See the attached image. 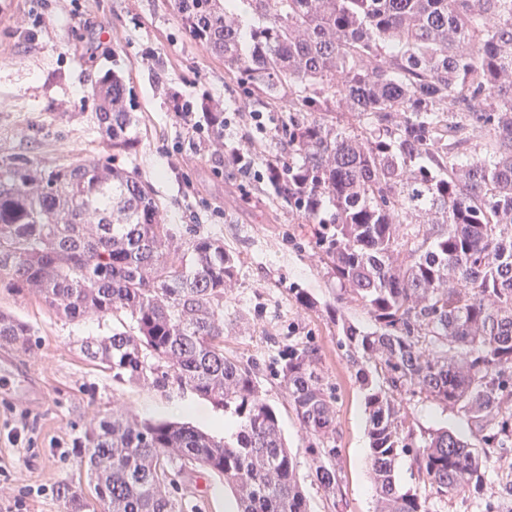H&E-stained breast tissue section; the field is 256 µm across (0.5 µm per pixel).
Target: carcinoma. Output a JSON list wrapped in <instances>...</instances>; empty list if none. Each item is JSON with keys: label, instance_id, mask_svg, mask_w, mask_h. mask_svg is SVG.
Segmentation results:
<instances>
[{"label": "carcinoma", "instance_id": "cac0c4a2", "mask_svg": "<svg viewBox=\"0 0 512 512\" xmlns=\"http://www.w3.org/2000/svg\"><path fill=\"white\" fill-rule=\"evenodd\" d=\"M188 35L224 61L252 102L288 99V153L272 166L276 199L311 224L327 274L373 321L343 320L369 416L377 512H429L396 479L402 454L439 498L484 488L512 451V0H173ZM112 151L137 140L119 76L96 88ZM347 108L351 120L330 116ZM224 141V111L206 113ZM481 130L484 140H474ZM238 254L217 236L184 241L150 187L92 158L0 165V288L33 295L72 321L114 317L86 338L92 362L160 384L153 359L233 419L216 439L184 423L100 419L78 461L97 512H182L169 474L224 478L234 512H308L279 415L248 365L224 356V289ZM30 327L0 311V343ZM310 435L314 480L340 489L336 411L316 351L288 348L278 370ZM423 395L463 412L480 447L447 429L416 435L403 406ZM65 512H87L69 485Z\"/></svg>", "mask_w": 512, "mask_h": 512}]
</instances>
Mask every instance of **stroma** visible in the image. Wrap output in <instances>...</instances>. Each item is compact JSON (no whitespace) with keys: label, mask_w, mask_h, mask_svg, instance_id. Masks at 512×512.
I'll use <instances>...</instances> for the list:
<instances>
[{"label":"stroma","mask_w":512,"mask_h":512,"mask_svg":"<svg viewBox=\"0 0 512 512\" xmlns=\"http://www.w3.org/2000/svg\"><path fill=\"white\" fill-rule=\"evenodd\" d=\"M120 75L136 119L134 151L112 154L94 120L92 93L105 75ZM221 100L231 120L227 139L253 140L260 155L281 152L280 104L258 132L241 87L224 77V64L182 28L171 0H0V162L23 156L42 165L95 158L137 171L164 207L178 237H223L239 253L237 279L224 292L228 325L224 351L252 362L264 397L276 406L283 437L299 455V477L310 512H331L303 457L307 435L276 374L289 347L317 350L323 382L336 410L338 466L344 512H375L369 473L365 390L351 366L338 317L361 328L373 323L359 303L339 299L321 263L314 225L275 199L267 181L247 176L208 150L205 122L188 125L176 106ZM304 289L314 308L301 306ZM0 310L26 322L29 348L0 346V377L40 390L31 400L0 389V512H65L63 487L84 483L78 441L95 419L125 409L139 418L185 422L216 437L224 413L191 390L114 378L80 350L86 337L107 336L113 321H71L32 296L0 290ZM404 405L416 430L445 428L469 436L466 416L422 396ZM20 433L12 443L8 434ZM399 484L428 500L431 512H484L471 495L431 496L408 456L396 466ZM183 512H230L233 498L221 477L189 474L177 491Z\"/></svg>","instance_id":"1"}]
</instances>
